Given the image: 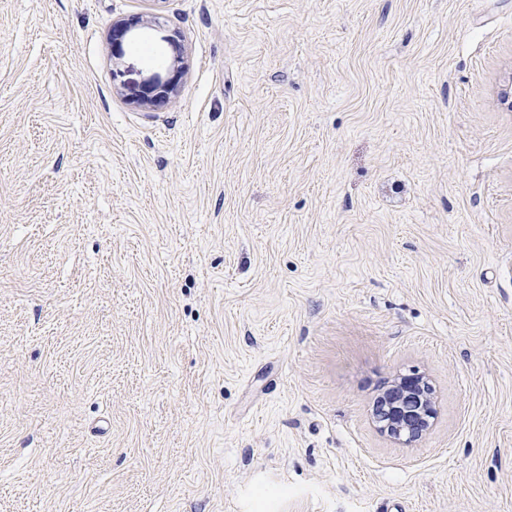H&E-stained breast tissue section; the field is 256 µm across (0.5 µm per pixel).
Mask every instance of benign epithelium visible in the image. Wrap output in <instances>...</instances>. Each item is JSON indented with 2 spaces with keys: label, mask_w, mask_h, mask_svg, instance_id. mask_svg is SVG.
<instances>
[{
  "label": "benign epithelium",
  "mask_w": 512,
  "mask_h": 512,
  "mask_svg": "<svg viewBox=\"0 0 512 512\" xmlns=\"http://www.w3.org/2000/svg\"><path fill=\"white\" fill-rule=\"evenodd\" d=\"M151 88L154 94L139 100L140 105L153 107L178 94V84L171 80H154ZM435 416L436 407L430 384L424 378L414 376H404L395 381L379 396L373 410L378 430L405 445L421 438Z\"/></svg>",
  "instance_id": "7a95c632"
}]
</instances>
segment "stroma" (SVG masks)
<instances>
[{"label": "stroma", "instance_id": "1", "mask_svg": "<svg viewBox=\"0 0 512 512\" xmlns=\"http://www.w3.org/2000/svg\"><path fill=\"white\" fill-rule=\"evenodd\" d=\"M511 83L512 0H0V512H512ZM152 88V95H148L147 98L140 99L138 102L141 106L153 107L156 106V103H164L166 101H170L172 98H175L178 94V84L167 80L165 82L160 81L159 79L153 80L150 85ZM160 89L157 93H154ZM436 414L430 384L424 377L414 376L395 381L379 396L373 410L378 430L405 445L421 438Z\"/></svg>", "mask_w": 512, "mask_h": 512}]
</instances>
